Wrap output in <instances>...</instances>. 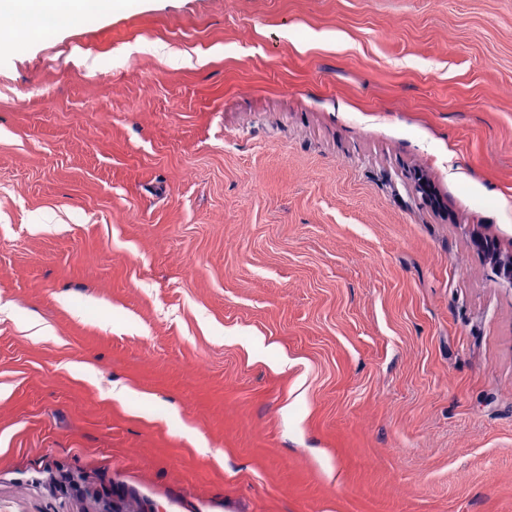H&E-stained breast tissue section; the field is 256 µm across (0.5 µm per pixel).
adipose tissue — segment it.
Listing matches in <instances>:
<instances>
[{"instance_id": "obj_1", "label": "adipose tissue", "mask_w": 512, "mask_h": 512, "mask_svg": "<svg viewBox=\"0 0 512 512\" xmlns=\"http://www.w3.org/2000/svg\"><path fill=\"white\" fill-rule=\"evenodd\" d=\"M112 0H0V10L15 15L19 24L7 41L14 48L24 47L47 27L72 20L90 9L108 10Z\"/></svg>"}]
</instances>
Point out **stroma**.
Instances as JSON below:
<instances>
[{
  "instance_id": "obj_1",
  "label": "stroma",
  "mask_w": 512,
  "mask_h": 512,
  "mask_svg": "<svg viewBox=\"0 0 512 512\" xmlns=\"http://www.w3.org/2000/svg\"><path fill=\"white\" fill-rule=\"evenodd\" d=\"M479 225L512 247V0H116L0 51V512H512Z\"/></svg>"
}]
</instances>
